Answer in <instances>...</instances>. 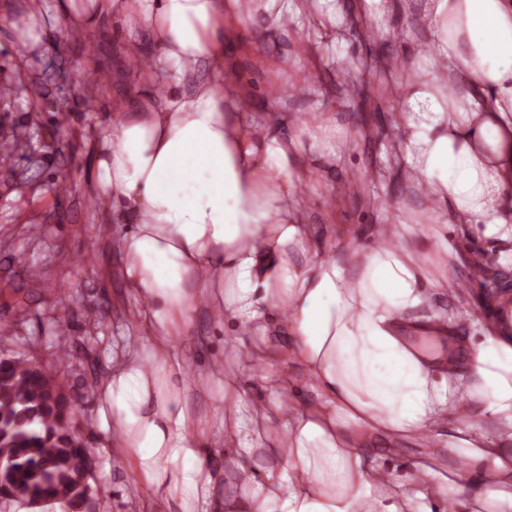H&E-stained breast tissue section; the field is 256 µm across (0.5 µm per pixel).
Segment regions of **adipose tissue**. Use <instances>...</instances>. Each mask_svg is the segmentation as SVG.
I'll return each instance as SVG.
<instances>
[{
    "label": "adipose tissue",
    "mask_w": 512,
    "mask_h": 512,
    "mask_svg": "<svg viewBox=\"0 0 512 512\" xmlns=\"http://www.w3.org/2000/svg\"><path fill=\"white\" fill-rule=\"evenodd\" d=\"M376 0H60L65 30L112 19L148 34L165 72L132 71L136 93L114 101L121 122L93 150L92 182L133 229L121 242L123 275L141 334L96 388L139 512H432L451 494L465 512L512 501V462L479 437L486 423L512 443V320L459 342L431 298L461 301L463 282L433 274L434 256L406 244L403 205L374 230L372 248L343 238L321 252L307 188L352 142L323 139L333 112L252 120L255 95L225 64L241 34L288 37V64L316 73L344 17ZM417 28L394 107L405 180L438 225L507 244L512 265V0H392ZM229 330L267 333L277 323L289 366L309 374V401L248 406L237 370L212 358L194 385L175 342L199 311ZM465 416L457 447L495 467L437 471L422 460L406 480L368 462L371 440L424 441L449 416ZM272 444L274 467L256 473L242 455ZM224 463L210 462L211 448Z\"/></svg>",
    "instance_id": "1"
}]
</instances>
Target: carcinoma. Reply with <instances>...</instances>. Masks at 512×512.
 Segmentation results:
<instances>
[{"label": "carcinoma", "mask_w": 512, "mask_h": 512, "mask_svg": "<svg viewBox=\"0 0 512 512\" xmlns=\"http://www.w3.org/2000/svg\"><path fill=\"white\" fill-rule=\"evenodd\" d=\"M63 378L27 355L0 357V512L59 503L95 512L104 493Z\"/></svg>", "instance_id": "carcinoma-1"}]
</instances>
